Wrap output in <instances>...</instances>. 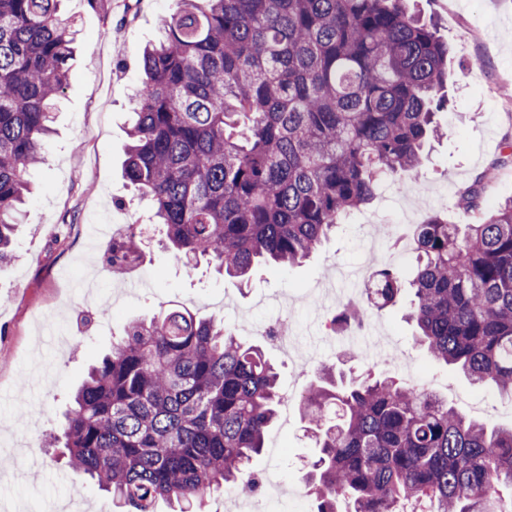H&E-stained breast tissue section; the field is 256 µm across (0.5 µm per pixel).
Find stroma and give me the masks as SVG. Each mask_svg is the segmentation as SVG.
I'll list each match as a JSON object with an SVG mask.
<instances>
[{"label":"stroma","mask_w":512,"mask_h":512,"mask_svg":"<svg viewBox=\"0 0 512 512\" xmlns=\"http://www.w3.org/2000/svg\"><path fill=\"white\" fill-rule=\"evenodd\" d=\"M434 20L447 42L448 109L439 122L450 133L432 140L417 175L381 179L367 208L344 220L314 255L289 267L256 266L248 286L201 263L188 267L166 248L148 220L147 202L136 200L123 178L130 99L142 78L140 53L156 39L161 20L176 0H138L135 16L125 0H112L110 15L90 10L86 0H65L74 16L77 52L68 84L57 101L54 132L45 162L34 176L26 222L16 235V258L0 265V512H58L76 498L83 512H118L110 494L75 475L60 449L48 447L88 367L101 360L134 319H149L181 305L230 324L252 341L257 326L273 317L287 322L291 355L264 345L279 368L282 389L304 391L318 365L370 366L400 376L386 357L401 349L416 359L450 405L492 426L512 425V401L477 388L456 369L435 362L413 340L406 304L382 311L381 327H368L376 355L363 362L332 346L325 324L353 281H336V268L374 269L387 264L389 247L370 250L363 220L386 222L410 201L416 222L446 208L449 223L471 224L475 214L458 195L478 187L485 205L512 195V169L489 176L507 138H512V0H411ZM478 18L480 33L467 23ZM138 225L145 243L141 282L112 275L95 262L100 249L92 222ZM101 309L95 334L58 343L57 331L76 325L86 308ZM313 443L299 410L265 435L256 465L285 483L303 480Z\"/></svg>","instance_id":"1"}]
</instances>
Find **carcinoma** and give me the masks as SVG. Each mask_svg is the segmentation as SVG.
Returning a JSON list of instances; mask_svg holds the SVG:
<instances>
[{"label": "carcinoma", "instance_id": "1", "mask_svg": "<svg viewBox=\"0 0 512 512\" xmlns=\"http://www.w3.org/2000/svg\"><path fill=\"white\" fill-rule=\"evenodd\" d=\"M61 0H0V264L11 259L31 171L63 94L76 30ZM177 0L142 52L124 175L186 263L246 278L309 258L383 176L417 172L443 133L448 43L408 0ZM460 231L413 225L415 268L372 273L378 309L409 295L437 362L512 400V197ZM138 225L101 262L139 261ZM354 298L336 326L363 323ZM279 376L223 322L172 308L130 321L93 366L58 435L71 469L128 512H199L250 470L278 416ZM316 448V512H504L512 429L370 370L324 365L299 397Z\"/></svg>", "mask_w": 512, "mask_h": 512}]
</instances>
